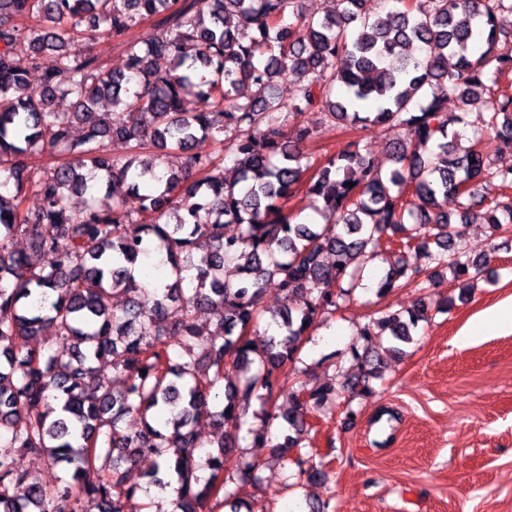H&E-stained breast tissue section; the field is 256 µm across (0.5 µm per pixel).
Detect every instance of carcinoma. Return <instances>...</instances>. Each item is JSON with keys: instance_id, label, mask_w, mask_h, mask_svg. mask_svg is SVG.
<instances>
[{"instance_id": "1", "label": "carcinoma", "mask_w": 512, "mask_h": 512, "mask_svg": "<svg viewBox=\"0 0 512 512\" xmlns=\"http://www.w3.org/2000/svg\"><path fill=\"white\" fill-rule=\"evenodd\" d=\"M147 22L151 33L130 36ZM83 35L123 41L124 68L72 57L69 43ZM415 43L424 54L408 53ZM45 53L55 63L34 86L19 56L36 65ZM504 69L512 0H337L322 17L305 0H0V512H125L142 491L129 470L144 456L155 458L149 483H177L178 512L219 507L257 480L243 457L235 489L224 479L254 400L287 427L276 453L299 447L308 412L338 390L287 387L286 370L317 318L361 285L365 256L386 257L381 294L425 289L420 254L470 288L487 263L463 244L473 208L485 209L490 236L512 230V164L491 159L479 132L458 147L457 129L479 112L485 131L512 144V92L497 85ZM295 71L304 80L292 98L269 93ZM245 83L254 92L242 102ZM192 95L210 110L185 111ZM450 98L460 112L448 111ZM315 112L346 137L321 160L303 151L314 132L302 117ZM392 127L415 139L393 143L384 173L361 132ZM114 141L126 155L108 152ZM224 143L230 177L210 151ZM49 150L63 161L42 171L32 158ZM170 150L183 155L179 173L163 166ZM489 179L505 193L485 205L478 188ZM119 185L138 212L122 200L96 204ZM302 187L322 223L299 222L288 207ZM73 193L88 196L78 215ZM228 224L238 227L232 237ZM17 237L28 249L9 248ZM154 254L168 283L151 290L146 311L138 297L148 288L132 266ZM227 263L237 280L224 278ZM270 284L282 311L261 305ZM202 311L214 319L208 331ZM424 319L415 305L361 326L350 388L369 392L372 337L410 343ZM263 321L270 337L258 348L251 335ZM50 338L68 361L40 347ZM115 354L121 377L107 385L92 363ZM230 364L243 375L226 385ZM129 415L142 422L134 433L120 427ZM203 420L220 437L199 464ZM27 455L66 476L44 485Z\"/></svg>"}]
</instances>
